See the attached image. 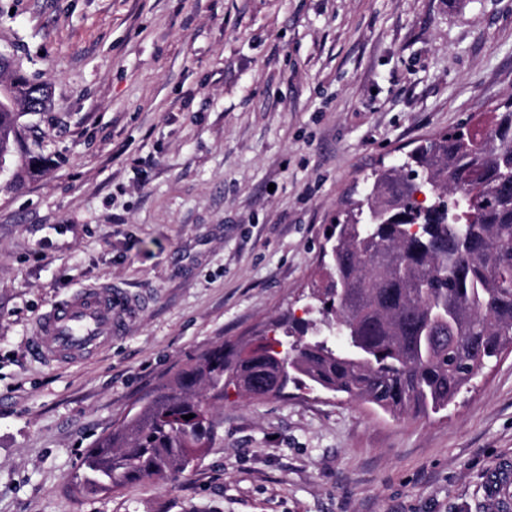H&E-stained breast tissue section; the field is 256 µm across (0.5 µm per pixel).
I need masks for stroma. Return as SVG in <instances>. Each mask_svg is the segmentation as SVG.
Instances as JSON below:
<instances>
[{
    "label": "stroma",
    "mask_w": 512,
    "mask_h": 512,
    "mask_svg": "<svg viewBox=\"0 0 512 512\" xmlns=\"http://www.w3.org/2000/svg\"><path fill=\"white\" fill-rule=\"evenodd\" d=\"M0 50L52 98L38 175L0 177V512H488L512 354L438 415L233 397L176 482L71 476L190 355L306 316L375 168L512 101V0H0ZM105 286L141 304L109 349L30 355L39 314Z\"/></svg>",
    "instance_id": "1"
}]
</instances>
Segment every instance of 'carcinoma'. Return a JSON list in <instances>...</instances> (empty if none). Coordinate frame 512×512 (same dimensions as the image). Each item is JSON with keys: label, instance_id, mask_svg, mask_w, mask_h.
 I'll list each match as a JSON object with an SVG mask.
<instances>
[{"label": "carcinoma", "instance_id": "obj_1", "mask_svg": "<svg viewBox=\"0 0 512 512\" xmlns=\"http://www.w3.org/2000/svg\"><path fill=\"white\" fill-rule=\"evenodd\" d=\"M0 77V170L16 148L36 170L40 142L27 144L21 118L50 107L48 88L2 52ZM322 255L307 293L320 323L285 316L274 322L281 339L223 341L187 358L87 449L74 488L176 480L216 437L230 390L263 400L303 387L394 417L448 409L512 344V106L376 171Z\"/></svg>", "mask_w": 512, "mask_h": 512}]
</instances>
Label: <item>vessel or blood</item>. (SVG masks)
I'll use <instances>...</instances> for the list:
<instances>
[{
	"instance_id": "1",
	"label": "vessel or blood",
	"mask_w": 512,
	"mask_h": 512,
	"mask_svg": "<svg viewBox=\"0 0 512 512\" xmlns=\"http://www.w3.org/2000/svg\"><path fill=\"white\" fill-rule=\"evenodd\" d=\"M139 303L117 289L83 288L39 316L29 338L33 356L50 364H69L123 335ZM485 497L490 512H512V463L489 475Z\"/></svg>"
}]
</instances>
